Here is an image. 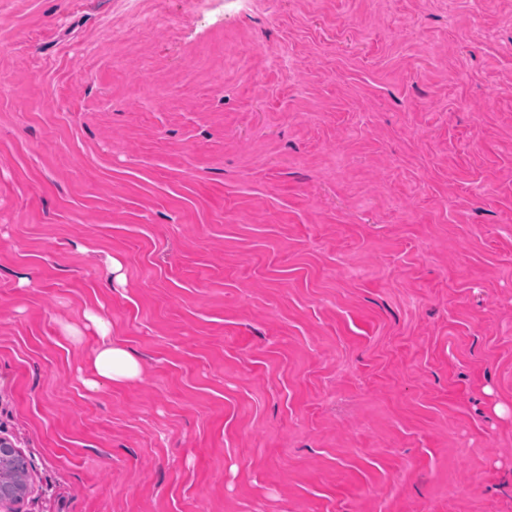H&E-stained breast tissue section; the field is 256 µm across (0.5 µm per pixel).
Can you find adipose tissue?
Returning a JSON list of instances; mask_svg holds the SVG:
<instances>
[{
  "mask_svg": "<svg viewBox=\"0 0 512 512\" xmlns=\"http://www.w3.org/2000/svg\"><path fill=\"white\" fill-rule=\"evenodd\" d=\"M87 319L101 343L95 349L89 373L83 379L86 389L95 392L136 380L140 364L129 351L113 343L109 323L95 313L88 314Z\"/></svg>",
  "mask_w": 512,
  "mask_h": 512,
  "instance_id": "obj_1",
  "label": "adipose tissue"
}]
</instances>
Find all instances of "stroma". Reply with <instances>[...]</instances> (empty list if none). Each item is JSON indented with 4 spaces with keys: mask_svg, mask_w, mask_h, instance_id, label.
Segmentation results:
<instances>
[{
    "mask_svg": "<svg viewBox=\"0 0 512 512\" xmlns=\"http://www.w3.org/2000/svg\"><path fill=\"white\" fill-rule=\"evenodd\" d=\"M0 83L19 512H512V0H0ZM86 318L101 340L94 351L89 374L82 379L86 389L95 392L136 380L140 364L129 351L112 343L109 323L96 313H88Z\"/></svg>",
    "mask_w": 512,
    "mask_h": 512,
    "instance_id": "obj_1",
    "label": "stroma"
}]
</instances>
